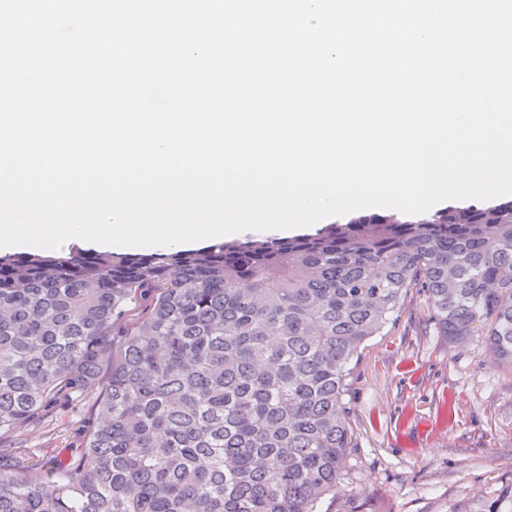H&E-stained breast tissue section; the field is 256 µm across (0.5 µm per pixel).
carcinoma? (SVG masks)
<instances>
[{"label": "carcinoma", "mask_w": 512, "mask_h": 512, "mask_svg": "<svg viewBox=\"0 0 512 512\" xmlns=\"http://www.w3.org/2000/svg\"><path fill=\"white\" fill-rule=\"evenodd\" d=\"M420 288L512 366V200L168 254L0 257V436L96 382L70 463L0 464V512H316L352 362Z\"/></svg>", "instance_id": "1"}]
</instances>
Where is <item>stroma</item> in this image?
Segmentation results:
<instances>
[{
	"label": "stroma",
	"instance_id": "obj_1",
	"mask_svg": "<svg viewBox=\"0 0 512 512\" xmlns=\"http://www.w3.org/2000/svg\"><path fill=\"white\" fill-rule=\"evenodd\" d=\"M98 391L61 395L40 424L0 437V457L71 461ZM347 401L355 446L318 512H512V368L480 337L445 343L422 292L370 339Z\"/></svg>",
	"mask_w": 512,
	"mask_h": 512
}]
</instances>
